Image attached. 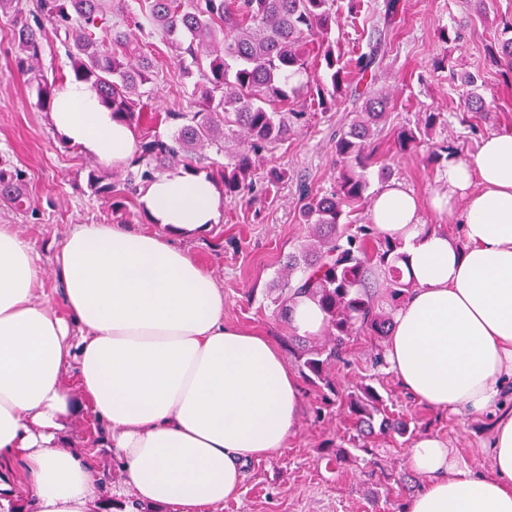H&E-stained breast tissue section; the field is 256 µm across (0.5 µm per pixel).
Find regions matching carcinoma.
Masks as SVG:
<instances>
[{
    "label": "carcinoma",
    "instance_id": "1",
    "mask_svg": "<svg viewBox=\"0 0 512 512\" xmlns=\"http://www.w3.org/2000/svg\"><path fill=\"white\" fill-rule=\"evenodd\" d=\"M336 0H138L131 20L139 31L156 34L176 52L191 58L201 76L192 112H169L177 122L168 138L146 133L138 154L127 166V190L146 183L173 166L199 174L214 146L228 162L210 169L207 179L222 187L224 200L235 202L254 189L256 160L288 141L307 113L292 108L307 99L326 113L341 98L361 102L356 119L336 132V186L321 195L304 194L303 223L312 226L314 243L288 255L279 272L275 313L290 320L300 299L316 303L325 315L324 339L310 342L291 337L303 376L336 391L329 377L344 360L352 337H382L392 326L393 312L409 295L399 261L401 244L390 241L373 224L361 222L369 181L366 170L374 153L372 140L390 107L386 92L360 89L374 82L384 56L388 29L396 23L399 0H384L378 24L366 50L346 63L331 39ZM12 13L14 62L19 73L38 85L39 106H53L52 84L36 68L47 31L64 49L75 80L89 84L112 118L133 128L154 123L158 116L143 111L149 97L153 60L131 36L124 0H37L33 10L22 0H0V13ZM324 64L326 80L315 86L293 83L307 73L309 57ZM490 62L512 76V38L490 49ZM440 113L430 112L423 128L406 129L400 148L415 147L430 135ZM88 187L124 208L114 196L112 181L95 172ZM0 201L18 211L31 206L25 172L0 161ZM379 271L385 296L371 286ZM355 427L382 433L408 434L409 425L387 411L384 397L372 384L341 396Z\"/></svg>",
    "mask_w": 512,
    "mask_h": 512
}]
</instances>
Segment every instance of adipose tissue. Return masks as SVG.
Wrapping results in <instances>:
<instances>
[{
	"mask_svg": "<svg viewBox=\"0 0 512 512\" xmlns=\"http://www.w3.org/2000/svg\"><path fill=\"white\" fill-rule=\"evenodd\" d=\"M51 120L105 162L136 150L134 129L88 84L63 83ZM442 179L429 207L460 215L462 238L427 228L418 199L394 181L369 208L378 231L401 242L414 285L383 358L432 409L493 417L483 445L491 469L420 436L407 462L427 481L405 512H512V133L449 155ZM140 204L157 231L81 224L68 234L55 255L59 311L35 295L43 270L30 246L0 225V512L24 497L36 512H89L101 492L95 467L58 447L82 409L106 432L135 499L174 512L236 498L244 466L284 448L298 426L300 382L280 347L225 323L222 286L174 240L216 222L211 181L162 176Z\"/></svg>",
	"mask_w": 512,
	"mask_h": 512,
	"instance_id": "ef3b65f1",
	"label": "adipose tissue"
}]
</instances>
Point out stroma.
I'll list each match as a JSON object with an SVG mask.
<instances>
[{
	"instance_id": "obj_1",
	"label": "stroma",
	"mask_w": 512,
	"mask_h": 512,
	"mask_svg": "<svg viewBox=\"0 0 512 512\" xmlns=\"http://www.w3.org/2000/svg\"><path fill=\"white\" fill-rule=\"evenodd\" d=\"M381 0H364L357 17L340 12L333 36L341 52L351 53L364 43ZM463 24L460 42L440 41L439 33ZM512 0H485L483 11L468 0H401V15L386 35V53L375 89L393 97V106L376 139L374 162L368 170L369 194L383 186L382 168L413 191L420 200L444 191L437 144L448 143L460 156L475 152L492 133H512V80L488 62L491 46L512 37ZM12 22L0 14V159L26 171L31 209L22 214L0 203V224L13 229L33 248L44 270L41 296L59 306L61 283L54 274V255L78 224H124L149 229L138 195H130L126 210L113 212L109 202L91 194L89 172L123 181L126 168L63 144L49 112L38 104V87L17 72L11 40ZM154 59L150 105L159 113L186 112L196 101L195 78L185 73L174 50L156 35L139 34ZM478 73L475 86L448 81L449 72ZM484 98L491 114L468 111V94ZM353 107L338 103L326 114L297 127L288 142L265 154L258 176L268 169L284 170L285 178L272 189L257 186L235 203H223L216 224L203 233L180 237L187 248L224 288V320L284 344L291 329L274 314L276 273L289 253L309 244V230L300 222L304 192L329 190L336 180V130L351 122ZM441 113L429 141L400 151L401 129L422 125L426 113ZM383 339L354 336L345 362L336 364L331 378L337 391L379 377V392L391 411L407 420L410 433L377 434L367 438L366 451L354 447L357 436L346 409L329 399L320 383L302 382L299 427L285 448L251 462L245 469L241 493L214 512H403L413 490L426 478L412 474L411 488L399 477L408 471L407 451L414 438L434 434L446 439L459 458L485 471L490 462L481 448L489 422L434 410L408 396L393 373L373 365ZM60 445L76 455L92 454L96 468L109 475L113 488H124L125 477L107 448L91 413L71 418ZM409 472V471H408Z\"/></svg>"
}]
</instances>
